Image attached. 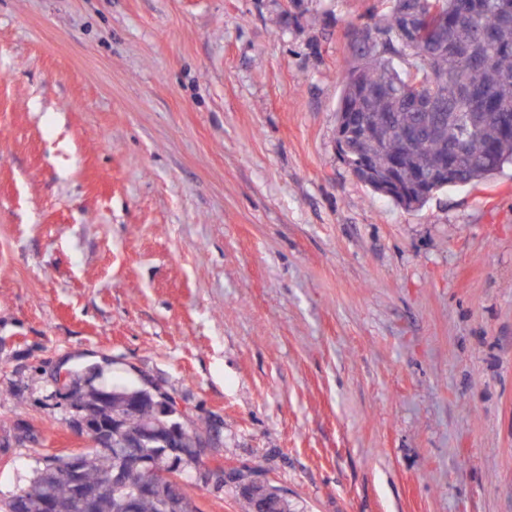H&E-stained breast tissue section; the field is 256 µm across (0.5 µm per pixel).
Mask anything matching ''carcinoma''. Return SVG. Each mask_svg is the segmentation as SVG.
<instances>
[{"instance_id": "obj_1", "label": "carcinoma", "mask_w": 512, "mask_h": 512, "mask_svg": "<svg viewBox=\"0 0 512 512\" xmlns=\"http://www.w3.org/2000/svg\"><path fill=\"white\" fill-rule=\"evenodd\" d=\"M411 0H392L388 15L374 28L354 32L353 54L340 74L342 96L336 115L338 152L358 180L405 210L423 206L437 191L487 179L512 163V0H431L439 13L425 10L415 32L398 31L400 14ZM388 36L373 50L367 39ZM479 63L476 71L467 62ZM445 97L448 118L435 120L413 102L425 94ZM111 398L97 410L131 429L144 424L167 428L177 421L159 411L144 388H109ZM149 466L138 482H155L167 499L143 497L135 512H200L179 483L200 457H181L170 472L168 460L142 449ZM64 456H50L35 468L28 485L5 503L6 512H39L47 496L56 512H82L70 495ZM114 467V459L90 447L81 452L83 480L95 486ZM244 512L267 503L275 512H292L288 496L270 483L240 494ZM121 492L98 498L93 512H125Z\"/></svg>"}]
</instances>
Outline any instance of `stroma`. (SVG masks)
<instances>
[{
	"label": "stroma",
	"mask_w": 512,
	"mask_h": 512,
	"mask_svg": "<svg viewBox=\"0 0 512 512\" xmlns=\"http://www.w3.org/2000/svg\"><path fill=\"white\" fill-rule=\"evenodd\" d=\"M386 0H0V504L85 367L298 512H512V165L406 211L336 147Z\"/></svg>",
	"instance_id": "35a3bbf8"
}]
</instances>
